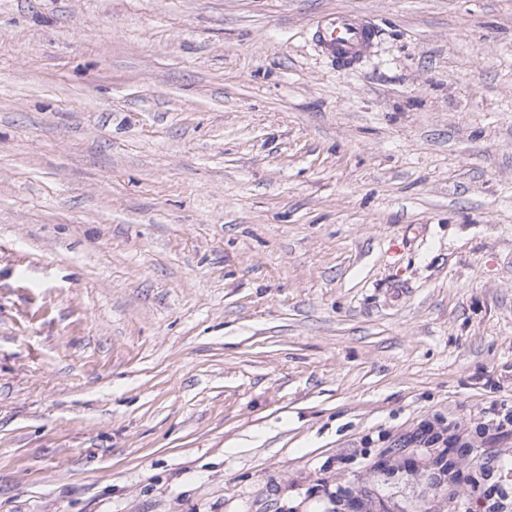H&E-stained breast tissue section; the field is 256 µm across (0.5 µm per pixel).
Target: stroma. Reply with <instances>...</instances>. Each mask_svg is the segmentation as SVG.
<instances>
[{
	"label": "stroma",
	"instance_id": "obj_1",
	"mask_svg": "<svg viewBox=\"0 0 512 512\" xmlns=\"http://www.w3.org/2000/svg\"><path fill=\"white\" fill-rule=\"evenodd\" d=\"M509 410L512 0H0V512H512ZM373 27L356 16L336 12L323 17L317 26L316 41L321 51L339 67H350L361 59L375 38Z\"/></svg>",
	"mask_w": 512,
	"mask_h": 512
}]
</instances>
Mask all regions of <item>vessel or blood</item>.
Returning a JSON list of instances; mask_svg holds the SVG:
<instances>
[{"label":"vessel or blood","instance_id":"obj_1","mask_svg":"<svg viewBox=\"0 0 512 512\" xmlns=\"http://www.w3.org/2000/svg\"><path fill=\"white\" fill-rule=\"evenodd\" d=\"M374 38L370 24L345 12L326 15L317 26L316 41L321 51L340 67L357 63Z\"/></svg>","mask_w":512,"mask_h":512}]
</instances>
